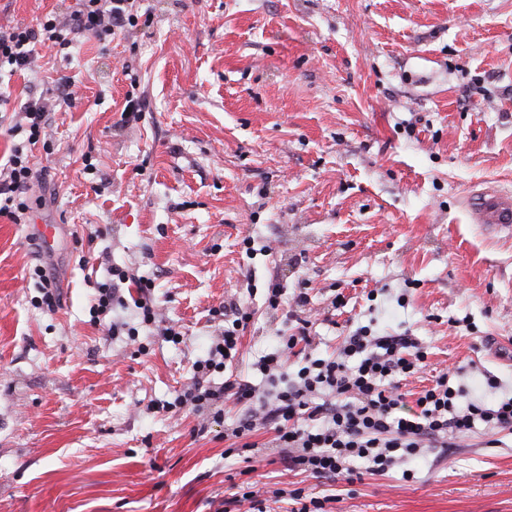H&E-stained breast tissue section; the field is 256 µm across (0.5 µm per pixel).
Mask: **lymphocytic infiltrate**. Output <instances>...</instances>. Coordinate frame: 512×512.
I'll return each instance as SVG.
<instances>
[{
    "label": "lymphocytic infiltrate",
    "mask_w": 512,
    "mask_h": 512,
    "mask_svg": "<svg viewBox=\"0 0 512 512\" xmlns=\"http://www.w3.org/2000/svg\"><path fill=\"white\" fill-rule=\"evenodd\" d=\"M130 0H77L64 16L46 14L37 26H15L0 30V70L16 73L31 69L38 48L63 52L77 37L89 35L101 42L111 41L135 18ZM32 167L23 147H15L7 165L0 169V216L22 223L33 208L27 194ZM134 283V305L142 321L154 323L153 285L130 279L126 272L114 273L110 282L100 284L90 308L93 316L109 314L125 305L123 290ZM286 291L269 283L266 303L270 309L288 307L290 332L281 336L274 350L256 361L265 388L226 377L221 385L210 382L213 373H225L237 359L241 339L252 313L234 305L212 312L224 327L213 338L205 358L193 365L194 381L179 392L165 411L177 412L218 403H233L240 409L227 438L242 441L251 450L248 436L258 424H273L274 443L282 450L288 470L315 476L342 478L354 482L361 470L384 475L402 467V477H415L410 464L429 448H452L457 440L484 431L486 435H512V395L499 394L497 377H486L481 394L467 396L453 383L454 373L436 377L433 385L407 405L402 381L425 368L427 348L416 337L392 335L358 327L345 336L336 353L300 356L296 368H289L299 344H312V323L302 312L309 300L306 292L285 301Z\"/></svg>",
    "instance_id": "obj_1"
}]
</instances>
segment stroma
<instances>
[{
	"label": "stroma",
	"mask_w": 512,
	"mask_h": 512,
	"mask_svg": "<svg viewBox=\"0 0 512 512\" xmlns=\"http://www.w3.org/2000/svg\"><path fill=\"white\" fill-rule=\"evenodd\" d=\"M75 4L0 0V28ZM135 8L112 42L83 36L69 57L45 49L0 75V165L26 145L10 128L29 96L61 78L74 95L48 114L50 145H26L38 206L22 224L0 217V512H224L245 482L264 512H294L272 492L295 488L330 512H512V438L429 449L411 482L397 468L350 484L288 471L263 426L251 462L225 457L234 405L161 408L191 383L221 305L255 311L234 372L260 384L252 362L289 327L265 303L273 281L306 289L313 353L359 325L426 342L407 402L448 369L466 389L490 374L512 390V234L465 207L512 190V0ZM137 97L145 108L122 122ZM39 266L52 312L36 304ZM116 269L153 283L155 323L131 304L92 321Z\"/></svg>",
	"instance_id": "1"
}]
</instances>
